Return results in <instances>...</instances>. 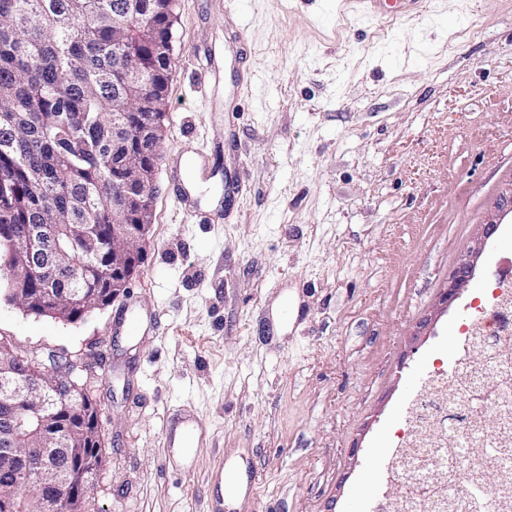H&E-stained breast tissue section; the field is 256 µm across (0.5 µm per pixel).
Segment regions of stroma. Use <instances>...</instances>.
I'll list each match as a JSON object with an SVG mask.
<instances>
[{"mask_svg":"<svg viewBox=\"0 0 512 512\" xmlns=\"http://www.w3.org/2000/svg\"><path fill=\"white\" fill-rule=\"evenodd\" d=\"M145 261L74 323L0 301V338L95 366L98 512H207L225 457H250L236 512H371L387 450L471 301L512 257V0H175ZM251 82L228 112L232 29ZM214 173L169 174L180 151ZM500 227L451 309L439 294ZM161 331L114 334L126 306ZM197 418L190 470L166 427ZM227 465V461L224 460V471L226 468H229V473L236 478L237 482L245 485L248 495H254L259 478L258 473L251 462L248 460H242V463L233 467H227Z\"/></svg>","mask_w":512,"mask_h":512,"instance_id":"35a3bbf8","label":"stroma"}]
</instances>
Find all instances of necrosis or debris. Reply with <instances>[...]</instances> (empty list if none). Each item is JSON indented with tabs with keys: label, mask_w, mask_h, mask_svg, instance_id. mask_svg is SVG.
Wrapping results in <instances>:
<instances>
[{
	"label": "necrosis or debris",
	"mask_w": 512,
	"mask_h": 512,
	"mask_svg": "<svg viewBox=\"0 0 512 512\" xmlns=\"http://www.w3.org/2000/svg\"><path fill=\"white\" fill-rule=\"evenodd\" d=\"M512 260L434 365L389 450L374 512H512Z\"/></svg>",
	"instance_id": "1"
}]
</instances>
